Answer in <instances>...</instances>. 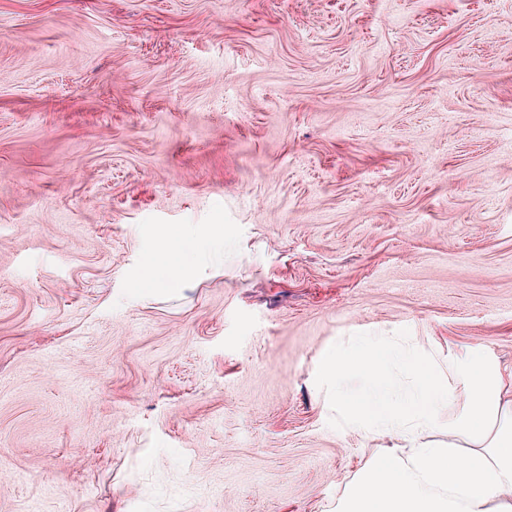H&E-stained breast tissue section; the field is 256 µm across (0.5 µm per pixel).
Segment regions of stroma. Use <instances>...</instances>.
Here are the masks:
<instances>
[{
    "label": "stroma",
    "mask_w": 512,
    "mask_h": 512,
    "mask_svg": "<svg viewBox=\"0 0 512 512\" xmlns=\"http://www.w3.org/2000/svg\"><path fill=\"white\" fill-rule=\"evenodd\" d=\"M352 336L512 366V0H0V512H336ZM161 269L160 271H158ZM196 271V266L183 263L166 266L153 257L145 262L144 275L138 279L142 292L150 297L182 292Z\"/></svg>",
    "instance_id": "obj_1"
}]
</instances>
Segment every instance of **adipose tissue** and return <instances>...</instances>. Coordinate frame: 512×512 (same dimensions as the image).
<instances>
[{
  "mask_svg": "<svg viewBox=\"0 0 512 512\" xmlns=\"http://www.w3.org/2000/svg\"><path fill=\"white\" fill-rule=\"evenodd\" d=\"M196 267L148 259L139 279L150 297L184 290ZM410 365L417 384L394 391L388 370ZM350 427L386 435L398 451L364 470L336 512H512V371L482 351L448 355L439 370L428 353L359 338L348 356L327 350L317 369ZM444 432L447 442L433 443Z\"/></svg>",
  "mask_w": 512,
  "mask_h": 512,
  "instance_id": "ef3b65f1",
  "label": "adipose tissue"
}]
</instances>
